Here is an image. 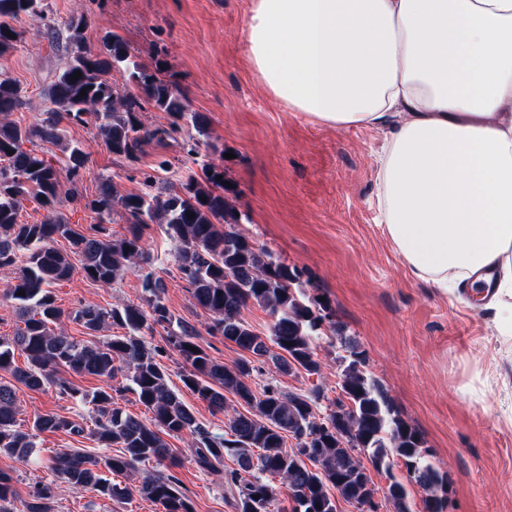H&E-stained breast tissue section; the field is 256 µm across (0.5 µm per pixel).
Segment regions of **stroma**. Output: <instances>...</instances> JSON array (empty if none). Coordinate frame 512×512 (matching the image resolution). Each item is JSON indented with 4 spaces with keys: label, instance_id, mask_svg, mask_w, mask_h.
<instances>
[{
    "label": "stroma",
    "instance_id": "35a3bbf8",
    "mask_svg": "<svg viewBox=\"0 0 512 512\" xmlns=\"http://www.w3.org/2000/svg\"><path fill=\"white\" fill-rule=\"evenodd\" d=\"M250 0H41V24L28 27L17 49L0 56V74L24 90L12 120L36 123L50 106L48 88L72 56L62 34L66 22L86 19L83 47L99 51L105 35L129 44L139 63L161 69L185 95L188 109L204 115L207 134L190 121L164 141H150L136 159L112 155L97 136L95 120L67 125L70 140L89 157L77 197L61 209L80 233L97 216L88 199L110 182L117 194H152L199 172L202 163L223 167L233 182L232 203L253 241L296 269L310 295L323 299L331 326L314 343L319 375L276 371L261 364L250 382L261 389L276 382L286 393L320 388L316 412L324 416L340 396L338 335L354 337L366 370L386 390L395 410L423 440L429 461L448 473V512H512V341H504L489 312L466 293L444 295L415 279L380 222L379 157L388 128L326 125L288 108L262 84L247 57L245 30ZM150 260L145 271H129L102 287L74 270L53 287L67 315L69 335L84 339L74 312L83 304L120 308L145 305L143 272L164 285L162 299L174 320L199 332L197 342L213 359L233 364L246 354L210 331L209 317L193 303L175 259V246L158 225L144 232ZM148 347L160 349L169 384L197 423L225 430L224 414L180 380L183 361L166 347L162 327L143 332ZM21 425L34 415L88 418L92 407L55 387L18 388ZM41 462L24 465L0 455V469L13 472L19 495L53 481L45 462L67 448L97 452L90 438L44 432L35 440ZM175 451L166 471L175 476L195 512H234L224 498L223 472L200 469L187 438L169 441ZM54 512H158L132 497L122 504L59 484Z\"/></svg>",
    "mask_w": 512,
    "mask_h": 512
}]
</instances>
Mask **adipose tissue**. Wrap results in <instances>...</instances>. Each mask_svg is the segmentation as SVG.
<instances>
[{"label": "adipose tissue", "mask_w": 512, "mask_h": 512, "mask_svg": "<svg viewBox=\"0 0 512 512\" xmlns=\"http://www.w3.org/2000/svg\"><path fill=\"white\" fill-rule=\"evenodd\" d=\"M246 49L291 111L389 124L385 228L512 339V0H251Z\"/></svg>", "instance_id": "adipose-tissue-1"}]
</instances>
